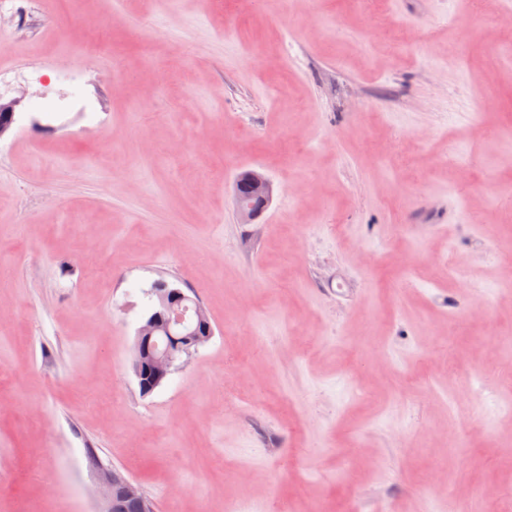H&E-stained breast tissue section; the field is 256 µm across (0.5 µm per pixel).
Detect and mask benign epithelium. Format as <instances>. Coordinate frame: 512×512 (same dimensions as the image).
<instances>
[{"instance_id":"benign-epithelium-1","label":"benign epithelium","mask_w":512,"mask_h":512,"mask_svg":"<svg viewBox=\"0 0 512 512\" xmlns=\"http://www.w3.org/2000/svg\"><path fill=\"white\" fill-rule=\"evenodd\" d=\"M20 100L0 101V138L15 122ZM272 187L263 175L251 171L238 178L235 186L237 213L241 223L252 224L268 206ZM152 304L138 327L133 346V373L140 393L148 395L164 385L169 376L208 343L214 328L203 307L166 279L156 280L150 289ZM99 490L97 512H109L115 493L144 503L145 496L120 470L108 466L96 469Z\"/></svg>"}]
</instances>
